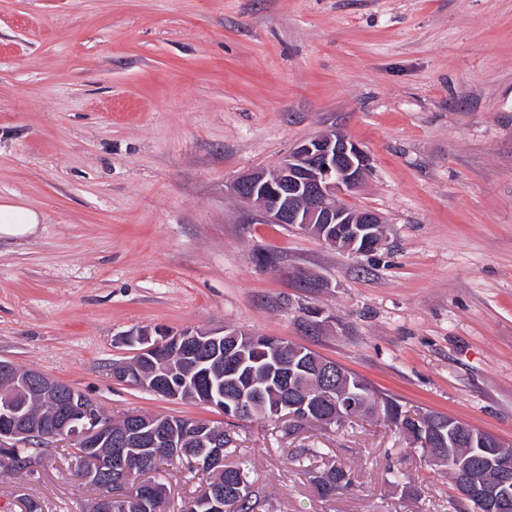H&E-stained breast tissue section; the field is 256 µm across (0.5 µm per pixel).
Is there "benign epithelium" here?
I'll use <instances>...</instances> for the list:
<instances>
[{
    "label": "benign epithelium",
    "instance_id": "benign-epithelium-1",
    "mask_svg": "<svg viewBox=\"0 0 512 512\" xmlns=\"http://www.w3.org/2000/svg\"><path fill=\"white\" fill-rule=\"evenodd\" d=\"M369 160L363 149L343 132L332 130L297 144L285 155L277 168L271 171L253 170L239 176L230 186V193L255 208L265 224H293L302 231L314 235L326 244L352 249L358 243H373V250L384 245L385 236L375 227L383 223L382 217L371 210L348 211L339 208V197L364 182ZM264 188L263 198L255 199L257 187ZM141 348L139 358H148L177 345L184 349V357L207 367L223 364L229 374H235L243 365L247 341L240 334L226 328L206 333L163 334L152 339L147 330L136 335ZM0 375L10 379L14 390L23 394L55 392L62 383L41 371L26 375L10 363L0 361ZM157 378L149 382L143 378L134 381L126 364L112 367V377L122 383L135 385L153 394L176 399L180 388L173 383L174 372L168 369L156 371ZM260 391L248 395L242 392L214 390L209 384L201 390V397L209 406L227 403L242 417L248 416ZM312 407L309 396L301 394L290 403L274 408L279 416L300 419ZM42 424L30 417L26 404L19 403L13 395L0 396V471L13 472L19 467L32 474L37 471L40 454L35 452L20 458L16 448L31 447L39 440ZM134 429L151 448H178L176 434L159 416L143 417L134 423ZM51 438L63 440L97 453L95 457L82 455L78 465L83 479L95 486H105L106 493L95 499L90 512H112V503L126 499L124 476L127 473L126 442L112 433V423L103 420L97 405L85 394L71 387L58 403L53 419ZM222 440L209 437L205 446L196 449L192 464L197 467L211 466L222 461ZM496 468L503 476L502 485L512 476V455L503 451L507 447L502 440L492 437ZM99 448L109 452L101 454ZM459 498L475 501L483 512H505L512 506V498L501 491V485L487 486L478 480L463 484ZM194 512H224V491L216 490L197 501Z\"/></svg>",
    "mask_w": 512,
    "mask_h": 512
}]
</instances>
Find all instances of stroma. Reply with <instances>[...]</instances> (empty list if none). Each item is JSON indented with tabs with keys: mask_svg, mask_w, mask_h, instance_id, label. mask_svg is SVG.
Here are the masks:
<instances>
[{
	"mask_svg": "<svg viewBox=\"0 0 512 512\" xmlns=\"http://www.w3.org/2000/svg\"><path fill=\"white\" fill-rule=\"evenodd\" d=\"M333 129L370 160L341 201L384 219L371 254L246 223L228 192ZM0 197L45 215L0 242V360L108 418L219 420L112 365L131 333L231 327L512 445V0H0ZM233 439L262 512H449L456 494L378 417L239 421ZM71 452L0 473V512H87ZM336 462L354 485L322 497Z\"/></svg>",
	"mask_w": 512,
	"mask_h": 512,
	"instance_id": "1",
	"label": "stroma"
}]
</instances>
